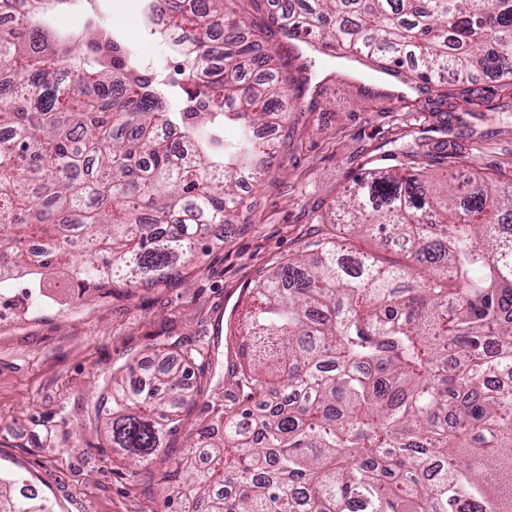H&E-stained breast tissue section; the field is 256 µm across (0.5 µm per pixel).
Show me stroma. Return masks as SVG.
I'll list each match as a JSON object with an SVG mask.
<instances>
[{"label":"stroma","mask_w":512,"mask_h":512,"mask_svg":"<svg viewBox=\"0 0 512 512\" xmlns=\"http://www.w3.org/2000/svg\"><path fill=\"white\" fill-rule=\"evenodd\" d=\"M134 2L98 0V10L150 73L175 77L177 61L138 23ZM282 46L312 64V79L321 85L318 108L289 113L285 126L274 127L275 140L293 136L275 158L277 182L249 188L254 207L243 223L225 225L223 244L200 255L188 279L66 310L56 303L0 323V468L25 474L58 512H181L160 476L188 452L207 413L195 405L149 467L119 460L95 417L113 372L151 362L157 348L226 354L227 328L243 310L245 289L283 258L303 254L316 216L368 160L405 164L388 144L407 132L402 116L417 113L428 132L447 124L444 137L458 150L434 164L435 177L512 179V81L479 72L422 93L365 58L328 57L300 40ZM441 98L446 111L429 110Z\"/></svg>","instance_id":"stroma-1"}]
</instances>
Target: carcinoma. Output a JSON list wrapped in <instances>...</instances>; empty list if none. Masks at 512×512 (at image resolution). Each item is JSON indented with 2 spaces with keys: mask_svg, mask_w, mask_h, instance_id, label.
<instances>
[{
  "mask_svg": "<svg viewBox=\"0 0 512 512\" xmlns=\"http://www.w3.org/2000/svg\"><path fill=\"white\" fill-rule=\"evenodd\" d=\"M253 0H151L190 48L180 78L146 74L133 48L90 23L57 36L45 12L0 28V302L26 316L67 270L70 300L168 282L252 203L245 174L266 152L254 129L294 97L297 74L243 35ZM269 36L320 38L424 84L512 77V0H282ZM231 129L234 135L224 136ZM424 137L409 166L366 164L317 223L350 225L395 263L326 233L248 291L234 393L161 480L183 512H512V179L441 182ZM435 215L419 224L420 203ZM154 388L112 374V450L140 466L175 434L213 376L154 351ZM0 471V512H54Z\"/></svg>",
  "mask_w": 512,
  "mask_h": 512,
  "instance_id": "1",
  "label": "carcinoma"
}]
</instances>
